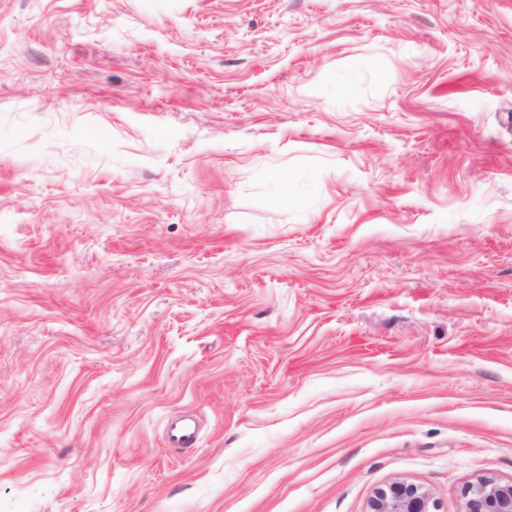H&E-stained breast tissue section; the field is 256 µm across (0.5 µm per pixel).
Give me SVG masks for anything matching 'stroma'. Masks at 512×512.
Returning <instances> with one entry per match:
<instances>
[{
	"instance_id": "obj_1",
	"label": "stroma",
	"mask_w": 512,
	"mask_h": 512,
	"mask_svg": "<svg viewBox=\"0 0 512 512\" xmlns=\"http://www.w3.org/2000/svg\"><path fill=\"white\" fill-rule=\"evenodd\" d=\"M479 475L512 0H0V512H462ZM167 440L172 447H193L197 442L196 423L191 419L172 422L167 430ZM369 509L370 512H436L438 503L423 486L393 481L375 492Z\"/></svg>"
}]
</instances>
